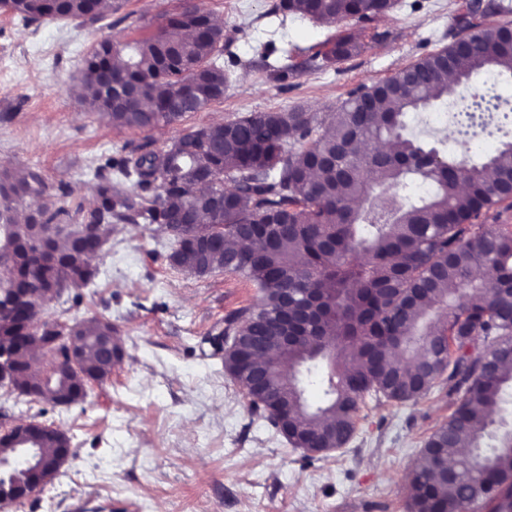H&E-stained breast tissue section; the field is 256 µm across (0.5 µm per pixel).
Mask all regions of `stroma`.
<instances>
[{
    "mask_svg": "<svg viewBox=\"0 0 512 512\" xmlns=\"http://www.w3.org/2000/svg\"><path fill=\"white\" fill-rule=\"evenodd\" d=\"M277 0H203L224 26L223 98L174 125L112 126L84 111L76 90L83 59L105 39L153 35L179 0H123L93 26L63 19L25 25L0 12V167L40 171L66 204L91 201L88 167L139 146L163 147L188 131L252 112L303 110L327 118L361 83L392 76L448 45L468 0H396L384 18L359 26L280 18ZM360 33L365 49L326 63L327 39ZM287 76H280V68ZM453 103L410 114L407 126L443 139ZM171 237L159 226L116 224L94 264L99 285L68 290L43 306L66 323L109 318L124 350L110 378L84 401L52 406L0 387V435L21 422L58 426L72 455L52 481L8 512H407L406 478L426 438L447 419L448 394L434 387L417 401L362 409L342 449L310 454L252 416L242 387L209 343L225 319L260 296L240 275L197 277L170 265Z\"/></svg>",
    "mask_w": 512,
    "mask_h": 512,
    "instance_id": "35a3bbf8",
    "label": "stroma"
}]
</instances>
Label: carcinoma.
<instances>
[{"label":"carcinoma","instance_id":"cac0c4a2","mask_svg":"<svg viewBox=\"0 0 512 512\" xmlns=\"http://www.w3.org/2000/svg\"><path fill=\"white\" fill-rule=\"evenodd\" d=\"M394 6L395 0H279L274 12L333 25L372 22ZM121 8L119 0H0V11L27 24L96 23ZM510 13L502 2L466 9L448 46L360 85L323 121L307 112L292 111L286 121L281 112H252L190 131L166 149L98 165L89 207L57 204L36 170L1 168L0 238L17 247L0 261V280L33 292L49 279H68L76 289L94 284L98 269L75 247L58 246L56 261L41 249L51 224H90L106 237L114 224H184L192 213L203 215L202 229L187 226L173 237L168 259L198 277L224 269L260 288L258 304L224 320V335L236 337L224 351V370L245 391L252 415L278 433L273 418L281 417L294 448L340 449L367 402H415L436 383L446 384L452 412L424 442L408 482L407 512H512V429L483 448L512 386V224L477 223L512 202V142L468 163L407 133L406 123L409 113L439 100H466L464 92L488 69L512 77V23H486L489 15ZM325 45L327 62L364 47L353 33ZM223 54L210 12L199 0H181L152 36L94 46L82 69L80 101L119 129L178 123L224 97ZM104 75L118 77L130 92L107 101ZM185 87L191 104L166 110ZM382 141L391 146L384 154L376 150ZM417 183L430 193L414 196ZM384 193L400 204L381 219L374 198ZM243 224L252 225L247 246L227 248ZM480 267L494 272L493 281L476 278ZM313 296L319 305L306 337L280 345L275 337L284 318ZM27 322L31 355L62 366L69 336L82 352L83 375L64 373L41 400L76 404L88 383L112 374L104 349L105 337L117 335L110 319L47 329L36 314L16 311L0 320V346H15ZM445 337L455 345L451 353L431 344ZM479 340L490 349L467 355ZM254 365L264 375L257 390ZM305 380L320 386L321 404L307 403ZM33 384L28 363L18 362L19 394Z\"/></svg>","mask_w":512,"mask_h":512}]
</instances>
